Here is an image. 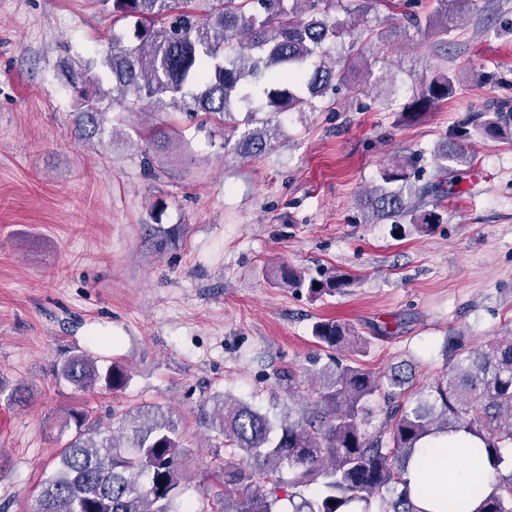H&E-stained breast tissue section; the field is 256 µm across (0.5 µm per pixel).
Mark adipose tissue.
Returning a JSON list of instances; mask_svg holds the SVG:
<instances>
[{
    "mask_svg": "<svg viewBox=\"0 0 512 512\" xmlns=\"http://www.w3.org/2000/svg\"><path fill=\"white\" fill-rule=\"evenodd\" d=\"M482 440L460 432L424 442L410 463V493L420 512H477L491 469L481 461ZM460 449L462 467L447 465L448 449Z\"/></svg>",
    "mask_w": 512,
    "mask_h": 512,
    "instance_id": "adipose-tissue-1",
    "label": "adipose tissue"
}]
</instances>
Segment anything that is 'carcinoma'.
Wrapping results in <instances>:
<instances>
[{"label":"carcinoma","mask_w":512,"mask_h":512,"mask_svg":"<svg viewBox=\"0 0 512 512\" xmlns=\"http://www.w3.org/2000/svg\"><path fill=\"white\" fill-rule=\"evenodd\" d=\"M115 19H132L129 35L112 32L101 60L109 70L105 90L92 75L93 62L78 61L82 87L76 107L86 118L88 137L104 133L107 96L128 112L145 106L179 110L224 122L235 103L261 102L268 118L249 110L251 129L224 146L241 158L273 149L284 112H315L332 80L355 67L326 65L331 44L344 26L330 13L342 0H89ZM475 0H436L425 28L450 33ZM457 93V76L439 71L424 79L420 92L403 106L401 119L415 121ZM261 127H256V124ZM474 138L512 141V110L472 112L431 152L414 161L384 164L378 184L362 200L372 223L403 220L419 232L439 224V202L456 194L470 167L465 145ZM431 209H426V205ZM347 274L306 279L295 268H279V284L305 288L314 296L342 292ZM312 336L326 351L346 345L366 352L369 341L335 320L314 324ZM58 376L77 390L121 389L128 373L121 364L107 367L79 351L57 367ZM316 395L294 417L275 423L249 404L216 395L208 415L220 444L212 452V497L198 512H280L288 500L292 512H421L410 495L405 474L429 437L460 431L480 437L493 466L491 491L476 512H512V473L500 465L512 446V335L481 348L459 341L449 351L441 378L413 393L397 371L379 374L333 355L310 378ZM381 395L383 419L371 425L372 403ZM132 435L116 441L110 428L84 411L66 413L63 427L74 435L58 454L59 468L40 484L33 512H172L186 456L179 424L160 408L135 407L121 415ZM228 449V456L220 448ZM246 461L233 462L238 453ZM294 472L290 492L279 495L275 480L282 467ZM317 492L305 496L303 488Z\"/></svg>","instance_id":"obj_1"}]
</instances>
